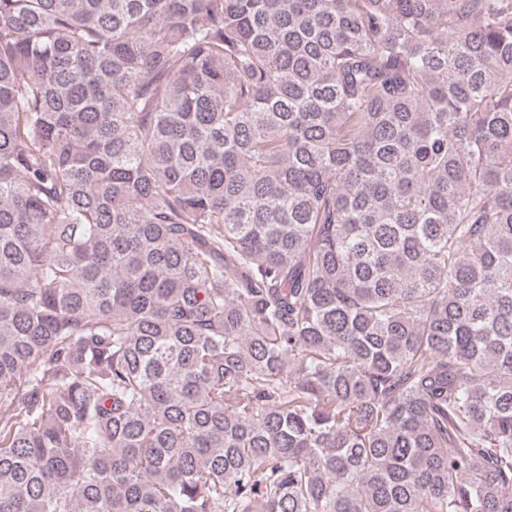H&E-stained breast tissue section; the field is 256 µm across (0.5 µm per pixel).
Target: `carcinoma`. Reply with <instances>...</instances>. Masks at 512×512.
<instances>
[{
    "label": "carcinoma",
    "instance_id": "1",
    "mask_svg": "<svg viewBox=\"0 0 512 512\" xmlns=\"http://www.w3.org/2000/svg\"><path fill=\"white\" fill-rule=\"evenodd\" d=\"M0 512H512V0H0Z\"/></svg>",
    "mask_w": 512,
    "mask_h": 512
}]
</instances>
